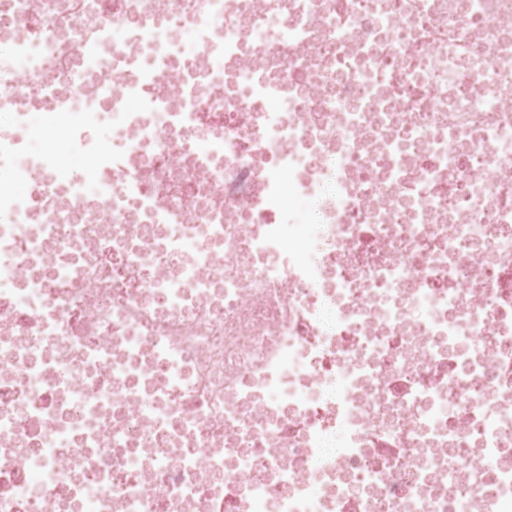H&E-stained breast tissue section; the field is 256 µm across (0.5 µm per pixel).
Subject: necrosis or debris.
I'll list each match as a JSON object with an SVG mask.
<instances>
[{"label": "necrosis or debris", "instance_id": "4bbe7bcc", "mask_svg": "<svg viewBox=\"0 0 512 512\" xmlns=\"http://www.w3.org/2000/svg\"><path fill=\"white\" fill-rule=\"evenodd\" d=\"M509 267L512 0H0V512H512Z\"/></svg>", "mask_w": 512, "mask_h": 512}]
</instances>
